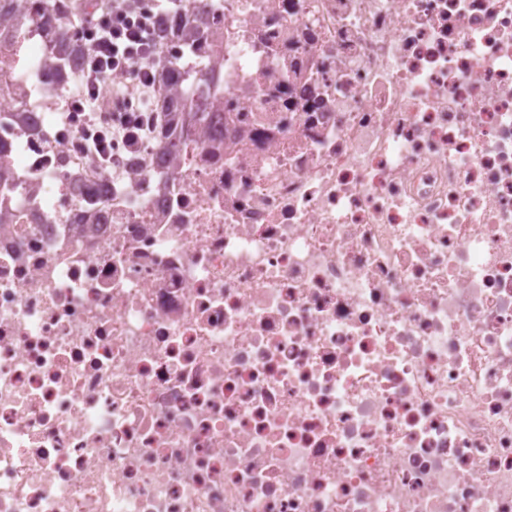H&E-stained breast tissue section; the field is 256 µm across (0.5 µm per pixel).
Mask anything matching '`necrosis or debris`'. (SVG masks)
I'll return each mask as SVG.
<instances>
[{
    "label": "necrosis or debris",
    "mask_w": 512,
    "mask_h": 512,
    "mask_svg": "<svg viewBox=\"0 0 512 512\" xmlns=\"http://www.w3.org/2000/svg\"><path fill=\"white\" fill-rule=\"evenodd\" d=\"M203 3L108 170L0 0V512H512V0Z\"/></svg>",
    "instance_id": "4bbe7bcc"
}]
</instances>
